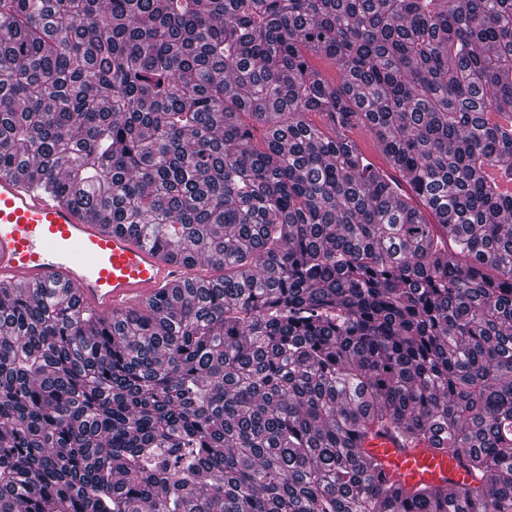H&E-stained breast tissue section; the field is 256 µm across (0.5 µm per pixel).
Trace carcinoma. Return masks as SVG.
Listing matches in <instances>:
<instances>
[{"mask_svg":"<svg viewBox=\"0 0 512 512\" xmlns=\"http://www.w3.org/2000/svg\"><path fill=\"white\" fill-rule=\"evenodd\" d=\"M0 175L223 271L0 286V512H512V0H0ZM366 448L380 461L382 476L404 486L420 480L446 484L447 480L450 491L455 484L468 479L456 461L420 448H403L390 434L374 436L366 443Z\"/></svg>","mask_w":512,"mask_h":512,"instance_id":"1","label":"carcinoma"}]
</instances>
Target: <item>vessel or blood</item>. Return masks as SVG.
Returning a JSON list of instances; mask_svg holds the SVG:
<instances>
[{
  "label": "vessel or blood",
  "instance_id": "b4317fda",
  "mask_svg": "<svg viewBox=\"0 0 512 512\" xmlns=\"http://www.w3.org/2000/svg\"><path fill=\"white\" fill-rule=\"evenodd\" d=\"M195 275V268L164 259L125 229L90 223L53 195L0 176V284L52 282L76 294L83 309L109 318ZM366 448L384 478L406 486L423 480L452 487L465 479L456 461L402 447L389 434L373 437Z\"/></svg>",
  "mask_w": 512,
  "mask_h": 512
}]
</instances>
